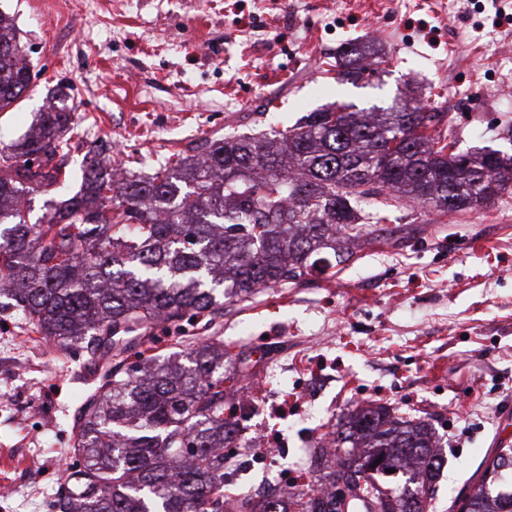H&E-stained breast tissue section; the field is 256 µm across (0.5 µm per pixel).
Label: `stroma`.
I'll return each instance as SVG.
<instances>
[{
  "label": "stroma",
  "instance_id": "stroma-1",
  "mask_svg": "<svg viewBox=\"0 0 512 512\" xmlns=\"http://www.w3.org/2000/svg\"><path fill=\"white\" fill-rule=\"evenodd\" d=\"M0 0L35 69L0 112L17 143L52 98L74 105L68 169L107 143L138 173L202 140L283 130L327 105L387 107L408 87L439 113L457 151L512 154V0ZM374 64L352 85L327 72L348 48ZM393 238L366 243L336 276L225 304L221 316L151 328L158 353L223 341L236 374L224 398L263 382L242 437L285 439L303 489L325 473L312 454L358 408L428 423L442 466L433 512H452L512 419V187L491 204L441 214L400 201ZM84 348L48 349L0 296V512H53L77 468L74 417L98 382Z\"/></svg>",
  "mask_w": 512,
  "mask_h": 512
}]
</instances>
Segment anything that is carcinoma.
<instances>
[{
	"instance_id": "cac0c4a2",
	"label": "carcinoma",
	"mask_w": 512,
	"mask_h": 512,
	"mask_svg": "<svg viewBox=\"0 0 512 512\" xmlns=\"http://www.w3.org/2000/svg\"><path fill=\"white\" fill-rule=\"evenodd\" d=\"M355 56L337 79L358 84ZM32 84L11 24L0 13V112ZM73 108L52 104L22 143L0 151V295L54 346L86 344L96 360L131 347L128 334L186 315H218L226 301L298 284L308 270L349 261L357 245L388 241L396 196L441 213L494 200L512 185V155L449 150L440 117L420 106L388 112L338 105L311 112L270 136L229 133L179 153L150 174L115 179L106 157L85 165L79 191L31 224L28 189L66 182ZM372 196L366 213L362 199ZM224 343L140 356L114 366L78 417L84 469L58 512H224V452L238 443L224 418ZM347 451L320 484L341 480L371 496L379 512H430L426 484L441 462L428 425L378 406L336 431ZM404 484L382 489L386 470ZM512 448L485 466L467 512H512ZM299 512H350L336 496L299 495Z\"/></svg>"
}]
</instances>
